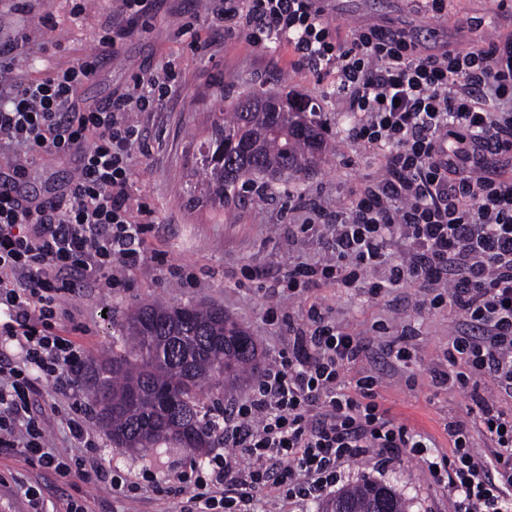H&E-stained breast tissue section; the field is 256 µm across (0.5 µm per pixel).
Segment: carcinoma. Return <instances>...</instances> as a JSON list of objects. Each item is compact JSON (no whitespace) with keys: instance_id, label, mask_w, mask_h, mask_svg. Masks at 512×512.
Segmentation results:
<instances>
[{"instance_id":"cac0c4a2","label":"carcinoma","mask_w":512,"mask_h":512,"mask_svg":"<svg viewBox=\"0 0 512 512\" xmlns=\"http://www.w3.org/2000/svg\"><path fill=\"white\" fill-rule=\"evenodd\" d=\"M212 115L210 133L189 144L193 170L186 182L191 200L222 209L238 185L280 170L295 176L316 167L330 145L306 106L286 112L245 110ZM125 339L112 357L90 361L89 399L116 448L136 444L150 451L175 442L201 453L213 444L212 408L203 387L221 391L256 368L253 337L217 306L147 304L123 325ZM321 512H407L390 485L369 479L327 499Z\"/></svg>"}]
</instances>
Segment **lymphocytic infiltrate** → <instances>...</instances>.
Segmentation results:
<instances>
[{"label": "lymphocytic infiltrate", "mask_w": 512, "mask_h": 512, "mask_svg": "<svg viewBox=\"0 0 512 512\" xmlns=\"http://www.w3.org/2000/svg\"><path fill=\"white\" fill-rule=\"evenodd\" d=\"M106 21L100 55L0 87V150L15 179L40 157L78 155L76 175L52 200L35 203L0 191V335L19 362L0 359V450L24 455L57 474L106 480L49 450L47 419L33 410L40 381L77 385L82 351L62 336L72 294L65 272L108 287L142 268L153 212L131 203L132 151L142 134L131 118L153 111L172 91L171 64L135 73L126 88L82 110L78 88L121 41L152 16L154 0H120ZM228 37L291 49L295 66L335 75L353 117L347 138L379 151L380 172L351 189L343 208L307 203L302 231L331 228L333 256L289 266L280 286L296 295L321 283L363 288L378 298L404 286L420 304L449 306L465 320L448 343L438 385L512 390V34L467 49L422 54L409 30L383 25L341 31L323 0H208ZM503 165L489 167L491 158ZM405 250L386 257L387 242ZM292 343L252 389L224 411L229 452L208 460L191 512H254L269 488L314 501L340 482L345 463L372 457L387 465L409 455L448 479L455 512H512V415L481 405L478 425L496 448L497 466L480 462L468 429L448 423L452 461L429 457L431 440L390 417L380 380L348 365L368 344L341 330L318 305L289 323Z\"/></svg>", "instance_id": "lymphocytic-infiltrate-1"}]
</instances>
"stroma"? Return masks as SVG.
<instances>
[{
	"instance_id": "1",
	"label": "stroma",
	"mask_w": 512,
	"mask_h": 512,
	"mask_svg": "<svg viewBox=\"0 0 512 512\" xmlns=\"http://www.w3.org/2000/svg\"><path fill=\"white\" fill-rule=\"evenodd\" d=\"M114 4L115 0H84L85 10L76 16L72 0H0V41L26 31L29 41L16 67L23 75L39 77L97 54L100 25ZM47 16L52 19L48 27L42 23ZM329 16L345 31L375 24L408 29L417 34L425 54L465 49L477 38L512 32V21L498 14L494 0H447V13L441 17L428 16L420 0H330ZM466 18L480 21V29L461 27ZM188 22L208 39L207 48L192 46L190 37L180 34ZM292 61L287 47L270 55L245 41L225 38L204 0H163L146 30L126 39L118 54L79 89L81 106L89 107L124 89L144 66L168 62L177 74L173 92L155 111L131 115L144 142L132 155V199L153 210L155 222L147 226L145 239L149 248L163 251V259L147 262L125 285L111 289L88 284L68 297L71 315L61 322L65 336L81 347L85 358H106L126 316L138 305L210 303L222 307L255 337L262 362L268 365L291 341L286 328L268 321L269 307H280L299 322L316 304L344 331L366 339L373 324L381 322L388 327L387 341L408 347L409 365L374 349L350 365L348 377L367 370L379 375L385 407L399 422L430 436L434 455L452 459L444 429L452 419L473 433L482 461L493 462L495 450L479 432L470 391L431 382L432 371L446 367L448 341L463 321L459 311L421 307L413 288H397L378 299L361 288L329 284L291 298L274 291L275 280L288 265L322 261L331 254V237L324 226L301 232L305 214L298 203L309 199L335 210L347 204L353 187L378 172L374 152L343 135L349 115L342 109L335 76L316 79ZM269 92L311 100L334 144L333 152L308 176L248 190L225 205L223 216L191 203L183 191L188 141L204 137L207 116L217 111L220 101ZM76 167L75 157L69 155L36 160L19 190L39 202L51 200ZM90 429L93 447L75 450L59 418L47 417L53 450L76 451L87 468L100 465L115 479L139 483L136 496L104 483L60 478L20 452L5 451L0 452V512H33L24 495L29 488L36 490L45 512H66L73 499L83 501L88 512H183L198 464L224 450L216 444L193 454L166 443L152 452L136 453L113 447L98 417H91ZM365 478L393 486L406 500L408 512H453L447 489L418 459L402 458L386 470L377 469L370 458L344 464L342 487ZM176 480L180 493H167Z\"/></svg>"
}]
</instances>
